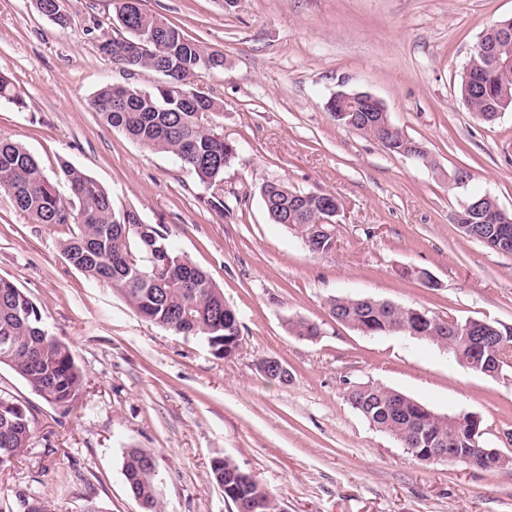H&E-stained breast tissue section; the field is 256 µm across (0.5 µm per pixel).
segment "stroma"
Wrapping results in <instances>:
<instances>
[{
    "instance_id": "obj_1",
    "label": "stroma",
    "mask_w": 512,
    "mask_h": 512,
    "mask_svg": "<svg viewBox=\"0 0 512 512\" xmlns=\"http://www.w3.org/2000/svg\"><path fill=\"white\" fill-rule=\"evenodd\" d=\"M142 4L224 55L223 69L197 84L223 103L219 121L237 146L224 172L230 214L206 205L207 187L175 157L144 149L91 110L103 84L149 90L161 80L99 53V40L118 29L113 0H65L64 28L32 0H0V72L27 102L0 106V135L47 174L67 160L116 207L164 225L236 309L242 347L225 359L203 339L143 320L68 261L69 227L30 223L0 191V278L33 299L85 377L64 414L0 368V392L34 416L29 446L0 467V485L37 488L47 512H139L123 456L147 448L168 512H235L210 478L216 457L250 472L282 512H512V366L496 379L477 374L427 341L364 335L329 312L331 298L371 297L512 325V254L455 222L476 194L512 213V111L486 123L459 94L472 47L512 18V0H240L232 11L222 0ZM339 91L379 99L430 164L337 124L326 103ZM271 181L340 201L329 252L310 253L270 222L261 187ZM295 317L317 323L320 336L291 335ZM266 357L288 368V383L257 371ZM365 383L440 414L479 415L487 444L510 464L481 471L415 459L349 404V389Z\"/></svg>"
}]
</instances>
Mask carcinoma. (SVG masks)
Listing matches in <instances>:
<instances>
[{
    "label": "carcinoma",
    "instance_id": "cac0c4a2",
    "mask_svg": "<svg viewBox=\"0 0 512 512\" xmlns=\"http://www.w3.org/2000/svg\"><path fill=\"white\" fill-rule=\"evenodd\" d=\"M36 10L58 26L68 24L63 0H33ZM125 35L99 41L100 54L124 71L148 69L162 76L151 90L130 85L105 84L98 88L90 105L101 120L126 134L143 147L175 156L199 181L213 190L209 205L218 213H230L224 201V171L234 162L235 143L224 138L216 121L224 106L185 82L189 73L203 71L204 57L218 58L212 69L224 67V55L210 51L184 36L182 31L159 14L142 8V0L119 3L115 9ZM490 51L509 61L498 75H490V59L473 61L470 80H461L460 94L467 98L472 85L491 76L492 91L474 102L482 115L491 112V103L500 96L512 99V42L492 43ZM0 103L16 109L26 107L23 92L6 74L0 73ZM353 130L372 137L389 152L410 140L394 130L361 121ZM64 181L69 195L61 196L58 182ZM0 190L8 193L15 209L32 224L76 225L77 231L62 242L69 262L92 280L103 281L122 296L147 321L182 336L203 338L216 352L237 335V313L226 307L224 291L209 275L171 246L161 224L145 221L133 208L114 207L112 195L84 170L63 160L59 172L49 177L36 157L7 136H0ZM261 196L273 224H279L310 239L306 248L313 254L332 249L333 224H321L326 205L336 200L330 194L297 192L284 183L267 182ZM330 307L352 328L369 336L400 334L405 324L430 336L433 326L414 324L401 310H386L360 298L334 297ZM295 336H316L319 325L304 318L288 321ZM17 373L33 392L67 412L84 387V375L70 348L53 336L40 309L14 283L0 279V366ZM351 406L375 429L393 427L405 438L419 436V451L434 447L444 439L453 448L479 453L470 438L471 423L463 419L453 425L432 421L414 400L398 399L384 388H353L348 393ZM31 412L16 400L0 394V456L9 451L18 456L29 446L32 435ZM243 472L225 458L211 462L210 476L217 485L232 472ZM123 475L129 493L143 501L142 512H165L160 494L156 458L147 448H129L123 460ZM224 497L240 504L236 512H277L270 493L258 482L241 477L225 489ZM24 512H46L39 492L29 489L17 496Z\"/></svg>",
    "mask_w": 512,
    "mask_h": 512
}]
</instances>
